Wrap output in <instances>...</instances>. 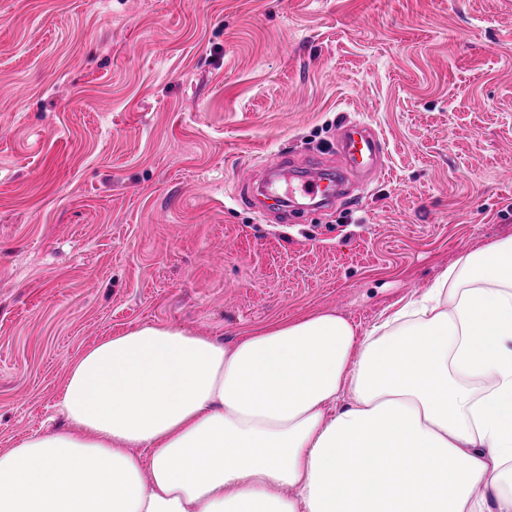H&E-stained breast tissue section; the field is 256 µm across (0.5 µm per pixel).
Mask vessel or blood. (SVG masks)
<instances>
[{"label":"vessel or blood","mask_w":512,"mask_h":512,"mask_svg":"<svg viewBox=\"0 0 512 512\" xmlns=\"http://www.w3.org/2000/svg\"><path fill=\"white\" fill-rule=\"evenodd\" d=\"M331 148L341 160L337 173L315 168L308 170L301 181V192L309 199V209L348 200L347 185L351 180L373 177L383 169L385 143L365 122L347 119L340 123Z\"/></svg>","instance_id":"vessel-or-blood-1"}]
</instances>
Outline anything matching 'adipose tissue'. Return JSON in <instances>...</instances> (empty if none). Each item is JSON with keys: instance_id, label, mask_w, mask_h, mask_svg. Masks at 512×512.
<instances>
[{"instance_id": "ef3b65f1", "label": "adipose tissue", "mask_w": 512, "mask_h": 512, "mask_svg": "<svg viewBox=\"0 0 512 512\" xmlns=\"http://www.w3.org/2000/svg\"><path fill=\"white\" fill-rule=\"evenodd\" d=\"M60 410L0 451V512H512V237L363 332L106 337Z\"/></svg>"}]
</instances>
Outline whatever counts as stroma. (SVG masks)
I'll return each instance as SVG.
<instances>
[{
    "label": "stroma",
    "mask_w": 512,
    "mask_h": 512,
    "mask_svg": "<svg viewBox=\"0 0 512 512\" xmlns=\"http://www.w3.org/2000/svg\"><path fill=\"white\" fill-rule=\"evenodd\" d=\"M344 118L387 145L357 206L241 201ZM509 236L512 0H0V450L103 338L364 331Z\"/></svg>",
    "instance_id": "stroma-1"
}]
</instances>
